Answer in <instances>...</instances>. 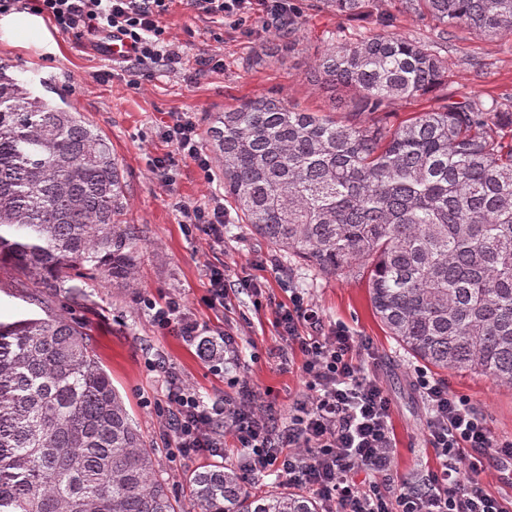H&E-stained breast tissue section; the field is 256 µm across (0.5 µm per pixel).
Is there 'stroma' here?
<instances>
[{"label":"stroma","mask_w":512,"mask_h":512,"mask_svg":"<svg viewBox=\"0 0 512 512\" xmlns=\"http://www.w3.org/2000/svg\"><path fill=\"white\" fill-rule=\"evenodd\" d=\"M300 13L295 43L281 38L280 26L269 25L261 7L239 22L197 14L175 4L163 18L168 36L180 51L175 70L158 69L151 79L134 84L136 61L123 63L79 45L75 36L55 31L42 16L24 8L0 14V61L34 87H47L51 97L69 104L100 132L119 161L127 196V223L138 225L143 248L133 287L107 279L89 283L74 317L83 319L93 347L123 394L146 442L156 450L160 476L179 499L189 496L186 478L206 467L203 459L174 455L164 437L154 404L162 395L163 368L175 369L207 402L234 398L232 378H245L269 391L280 418H287L305 388L303 354L287 346L273 324V309L287 301L294 288L311 300L325 326L345 325L353 336L368 340L376 359L361 357L365 373L375 374L392 399L394 434L391 487L418 485L438 460L427 437L428 406L415 385L421 362L408 355L375 317L367 281L362 276H328L275 251L234 210H227L224 240L214 243L180 223L181 206L206 207L224 196V175L213 166V180L193 163L176 155L163 137L167 122L186 112L198 130H206L210 115L241 100L273 90L312 112H345L350 95L333 94L309 81L307 70L329 37L353 41L369 35L371 24L336 16L318 0H290ZM394 30L436 45L448 62V88L424 100H397L387 109V121L398 125L413 113L454 100L495 99L512 104V34L493 37L462 30L440 35L426 16L397 15ZM223 59L219 71L203 61ZM172 164L174 185L154 174L156 159ZM223 268L228 281L248 277L258 290L230 291L223 308H209V268ZM32 284L22 274L0 270V320L62 313L61 302L31 301ZM158 302L175 297L197 322L217 334L238 338L237 362L214 371L196 347L173 332L158 330L140 297ZM159 370H151V363ZM438 380L467 396L485 416L495 437L512 438V388L476 374L438 373Z\"/></svg>","instance_id":"obj_1"}]
</instances>
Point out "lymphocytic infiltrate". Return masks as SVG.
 <instances>
[{"label": "lymphocytic infiltrate", "instance_id": "lymphocytic-infiltrate-1", "mask_svg": "<svg viewBox=\"0 0 512 512\" xmlns=\"http://www.w3.org/2000/svg\"><path fill=\"white\" fill-rule=\"evenodd\" d=\"M171 2L29 0V6L60 31L79 38L120 34L146 79L151 65L171 66L180 59L161 24ZM165 138L184 160L210 172L191 118L176 117ZM143 304L160 329L197 345L207 361L223 364L237 357L232 334L204 335L199 323L183 316L179 300L160 306L147 297ZM275 323L305 357V389L287 426L278 427L270 410L257 405L248 380L236 379V401L208 404L189 383L169 372L155 410L179 455H219L229 430L247 454V474L276 472L290 485L315 492L323 512H506L479 476L492 468L502 480H512V439L495 438L470 399L418 374L417 387L429 407L428 436L439 465L424 487L385 491L375 477L392 469L391 401L380 381L361 370L358 356L366 351V343L357 342L341 324L322 332L313 304L297 293L277 305ZM359 472L365 473V480H356Z\"/></svg>", "mask_w": 512, "mask_h": 512}]
</instances>
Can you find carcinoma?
<instances>
[{
    "mask_svg": "<svg viewBox=\"0 0 512 512\" xmlns=\"http://www.w3.org/2000/svg\"><path fill=\"white\" fill-rule=\"evenodd\" d=\"M376 32L332 39L308 75L353 91L351 118L278 92L213 117L224 194L255 233L327 274H366L370 302L410 356L441 372L512 387V111L442 103L397 127L395 100L441 86L434 45L390 30L394 13L441 28L512 31V0H321ZM120 167L97 128L0 63V269L71 305L101 277L130 286L141 236L124 223ZM238 465L192 474L195 512H321L287 488L252 493ZM0 512H186L84 322L48 314L0 322Z\"/></svg>",
    "mask_w": 512,
    "mask_h": 512,
    "instance_id": "carcinoma-1",
    "label": "carcinoma"
}]
</instances>
